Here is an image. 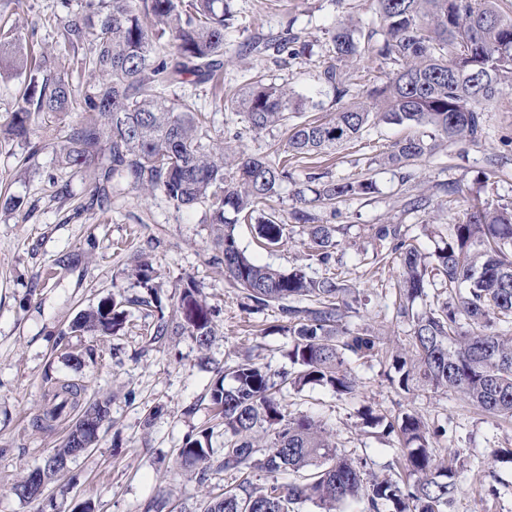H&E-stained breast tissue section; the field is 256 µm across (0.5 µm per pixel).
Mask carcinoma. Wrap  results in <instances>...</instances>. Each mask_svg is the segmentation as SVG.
<instances>
[{
    "instance_id": "cac0c4a2",
    "label": "carcinoma",
    "mask_w": 512,
    "mask_h": 512,
    "mask_svg": "<svg viewBox=\"0 0 512 512\" xmlns=\"http://www.w3.org/2000/svg\"><path fill=\"white\" fill-rule=\"evenodd\" d=\"M503 0H377L380 28L341 21L328 48L329 61L318 80L333 88L336 99L348 94L336 63L363 50L391 65L385 80L362 92V99L342 105L328 120L292 127L287 152L312 155L338 150L357 140L376 123H409L430 130L397 142L385 157L404 167L436 147L439 139L477 142L485 134L484 104L512 86V10ZM233 25L228 0H86L84 11L62 20L65 43L76 53L86 47L97 83L76 94L70 66L48 49L33 56L24 52L22 37L0 35V80L25 76L22 105L12 112L6 133L29 138L34 112L77 113L70 133L58 145L62 161L74 170L97 169L94 192L110 202L112 177L128 180L143 194L157 191L178 208L210 203V224L221 253L224 275L243 290L249 310L278 307L293 336L288 350L291 370L277 377L249 359L232 370L234 384L219 377L210 391L218 424L224 427V454L213 464L207 445L214 429H201L180 448L181 460L199 467L201 476L217 467L241 475L240 482L203 504V512H295L311 503L320 512H454L460 486L453 462L436 455L434 443L447 434L443 425L430 427L412 410L384 422L369 406L361 412L367 425L385 424V434L398 438L397 472L382 480L366 478L367 461L337 451L330 434L312 417L292 415L277 394L325 386L336 396L355 390L346 368L349 358L369 359L381 350L380 337L351 328L352 309L345 288L332 275L310 277L261 265L239 248L234 224L256 223L267 247L283 242L287 224L269 215L253 217L255 206L279 196L288 179L287 162L264 156L229 159L224 144L203 142L210 120L189 97L171 100L165 91L186 83L202 84L224 74V32ZM300 57L308 44L285 30L247 50ZM304 99L291 86H277L255 75L230 99V108L246 127L260 133L288 126V113L298 112ZM373 182H327L315 198L333 202L364 196ZM307 225L313 256L330 262L336 229L315 224L305 210L293 213ZM401 267L398 314L412 319L414 358L391 353L400 373L397 388L406 394L421 385L462 394L496 419H512V335L494 329L512 323V205L493 206L474 194L465 218L448 225L442 245L422 253L397 243ZM131 275L153 289L154 268L138 260ZM438 276L448 300L420 313L416 300L427 295L429 279ZM123 301L114 297L81 312L71 330L112 336L124 328ZM187 331L200 347L214 332V311L201 298L198 284L182 285L170 315L160 314L153 336L169 330ZM59 402L38 419L49 427L66 406L81 408L62 447L44 459L50 478L74 459L77 437L93 445L97 436L82 432L92 415L111 418L110 401L82 403L81 388L63 384ZM269 432L261 446L255 433ZM261 472L264 483L254 482Z\"/></svg>"
}]
</instances>
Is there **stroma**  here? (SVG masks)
Wrapping results in <instances>:
<instances>
[{"instance_id": "obj_1", "label": "stroma", "mask_w": 512, "mask_h": 512, "mask_svg": "<svg viewBox=\"0 0 512 512\" xmlns=\"http://www.w3.org/2000/svg\"><path fill=\"white\" fill-rule=\"evenodd\" d=\"M83 3L0 0V26L20 32L26 51L44 46L62 51L61 21ZM231 6L235 20L225 37V88H240L260 72L307 96L298 120L331 117L338 107L335 94L317 80L326 48L345 17L377 24L376 0H232ZM286 29L312 44V55H242L244 42ZM184 94L209 114L211 137L235 153L270 156L286 141L279 128L244 130L211 85L186 84L167 92L171 99ZM484 120L485 140L440 143L404 171L385 164L384 156L393 143L422 135V128L408 124L376 123L341 149L290 158L280 195L260 207L287 222V238L269 250L258 246L253 225L235 229L239 246L260 263L301 268L312 277L330 273L357 289L349 321L380 336L384 345L372 358L348 360L356 378L351 396L310 386L283 393V404L292 414L319 421L339 451L367 459L368 474L379 477L389 474L398 442L365 426L359 409L369 406L389 418L412 409L429 424L454 423L453 437L436 446L440 455L458 457L455 512H512V464L491 455L492 449L512 448V421L488 418L452 392L420 388L402 395L389 384L388 349L408 353L413 346L411 323L396 312L398 261L391 241L379 240L376 231L383 224L396 227L400 240L427 253L462 218L469 189L480 188L494 205L512 203V86L486 105ZM30 127L44 143L36 153L23 139L0 136V512H79L86 505L93 512H201L206 495L239 481L238 474L215 469L200 476L179 456L186 438L210 423L216 373L246 358L272 373L287 370L292 338L281 331L277 308L243 309L241 291L216 262L207 204L178 209L163 195H141L116 177L112 208L101 212L92 195L94 170L75 171L56 153L70 131L67 121L35 113ZM363 179L374 182V193L332 208L309 206L320 223L338 228L331 263L321 265L309 255L306 226L292 223L291 213L300 207L301 193L318 184ZM418 195L427 198L426 209H408L406 199ZM9 196L21 200L20 209L5 208ZM140 259L152 263L163 303H171L186 281L199 284L215 312L207 347L187 332L152 338L158 313L142 305L148 289L128 274ZM107 296L127 300L128 328L112 337L71 333L78 312ZM65 382L82 385L86 401L110 399L111 421L87 452L48 480L39 499L21 500L13 485L61 446L76 421L70 413L52 428L36 425L53 391ZM482 473L499 477L496 495H486L478 479Z\"/></svg>"}]
</instances>
